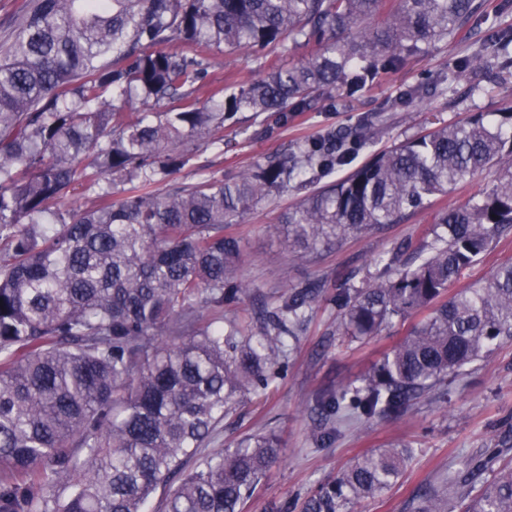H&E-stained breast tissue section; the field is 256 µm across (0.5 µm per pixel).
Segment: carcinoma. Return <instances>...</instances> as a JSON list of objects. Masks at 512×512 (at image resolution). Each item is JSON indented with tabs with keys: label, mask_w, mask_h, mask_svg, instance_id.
<instances>
[{
	"label": "carcinoma",
	"mask_w": 512,
	"mask_h": 512,
	"mask_svg": "<svg viewBox=\"0 0 512 512\" xmlns=\"http://www.w3.org/2000/svg\"><path fill=\"white\" fill-rule=\"evenodd\" d=\"M488 0H30L0 46V512H244L278 462L280 439L251 434L202 460L239 399L280 375L289 338L317 304L307 284L241 324L203 311L246 291L239 241L224 229L275 192L306 190L271 230L315 249L427 208L432 199L502 166L492 187L441 210L409 258H379V273L332 302L351 341L420 319L357 380L319 395L312 432L329 447L352 421L400 419L436 400L448 376L512 342V260L483 283L448 288L512 235V106L476 112L372 154L329 184L319 179L368 148L382 116L308 139L228 180L158 194L151 186L190 160L203 138L223 141L241 112L281 121L320 101L380 84L412 56L489 24L500 73H512V23ZM313 51L226 96L208 90V53ZM408 85L393 112L443 95L478 66ZM139 100L159 108L131 112ZM93 155L90 163L84 158ZM127 185L112 200L111 180ZM95 190L90 210H60L75 182ZM504 449L448 472L459 512H512ZM414 454L403 442L364 454L302 504L344 512L398 479ZM412 512H449L447 494L421 495Z\"/></svg>",
	"instance_id": "obj_1"
}]
</instances>
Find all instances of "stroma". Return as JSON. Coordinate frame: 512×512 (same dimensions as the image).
I'll return each mask as SVG.
<instances>
[{"label":"stroma","mask_w":512,"mask_h":512,"mask_svg":"<svg viewBox=\"0 0 512 512\" xmlns=\"http://www.w3.org/2000/svg\"><path fill=\"white\" fill-rule=\"evenodd\" d=\"M468 51L464 43L439 45L409 60L391 73L385 84L364 91L357 99L337 105L321 102L314 111L295 113L284 123L241 113L236 126L225 127L221 146L201 144L189 165L158 182L155 189L164 194L194 184L208 173L233 178L298 142L354 125L404 85L428 82L451 71ZM257 75L252 51L226 50L213 54L208 79L222 85L230 76L245 80ZM510 104L512 75L503 77L486 95L452 89L446 96L384 113L383 129L371 150L361 151L355 162L363 164L370 151L383 150L438 124L464 119L473 112L492 114ZM497 176V168L487 169L464 188L434 200L429 209L402 223L299 255L289 253L285 240L269 231L270 225L279 223L282 214L298 202L295 191H280L240 222L226 227V235L236 238L243 249L238 276L249 291L225 307V317L245 324L253 321L259 310L275 307L294 287L307 282L322 286L320 301L290 342L284 375L266 392L237 403L211 441L199 450L200 456L206 457L247 434L272 431L279 435L280 459L257 486L247 512H286L290 504L302 503L333 481L358 456L395 441L416 450L407 470L380 496L355 503L353 512H411L409 504L415 496L443 487L449 471L458 469L461 460L481 458L485 448L497 444L512 452V343L501 345L486 360L453 378L446 402L425 399L415 402L398 420L351 423L327 448L313 447L309 439L316 426L309 410L313 399L369 370L413 326L409 320L397 322L372 339L344 341L336 333L338 317L332 298L337 289L346 284L361 286L375 274L378 255L393 253L408 240L421 241L433 211L463 204L469 196L491 187Z\"/></svg>","instance_id":"obj_1"}]
</instances>
